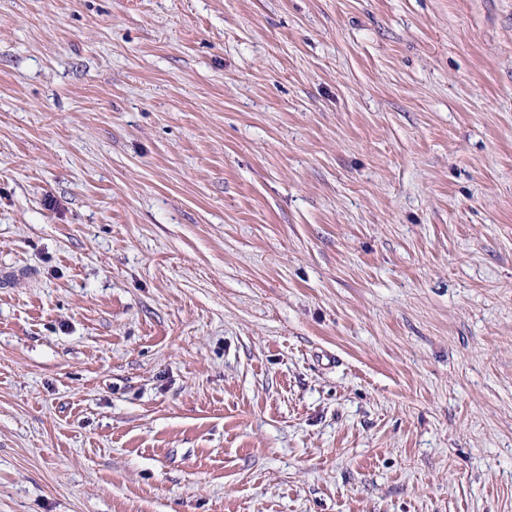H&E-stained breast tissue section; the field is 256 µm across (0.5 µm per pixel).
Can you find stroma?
Returning <instances> with one entry per match:
<instances>
[{
	"label": "stroma",
	"mask_w": 512,
	"mask_h": 512,
	"mask_svg": "<svg viewBox=\"0 0 512 512\" xmlns=\"http://www.w3.org/2000/svg\"><path fill=\"white\" fill-rule=\"evenodd\" d=\"M0 512H512V0H0Z\"/></svg>",
	"instance_id": "stroma-1"
}]
</instances>
